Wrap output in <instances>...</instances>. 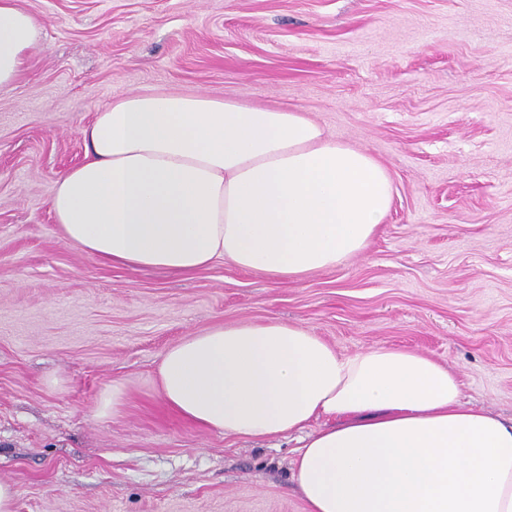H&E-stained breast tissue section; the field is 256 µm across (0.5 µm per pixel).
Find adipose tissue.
Here are the masks:
<instances>
[{"mask_svg":"<svg viewBox=\"0 0 512 512\" xmlns=\"http://www.w3.org/2000/svg\"><path fill=\"white\" fill-rule=\"evenodd\" d=\"M39 20L0 0V89L15 86ZM86 157L56 183L62 238L103 263L192 273L224 259L280 283L361 254L392 178L306 113L207 94L142 93L95 112ZM164 403L203 429L305 431L293 479L307 512H512V424L464 407L434 359L343 356L304 325L215 326L169 348ZM328 426L307 433L316 418Z\"/></svg>","mask_w":512,"mask_h":512,"instance_id":"adipose-tissue-1","label":"adipose tissue"}]
</instances>
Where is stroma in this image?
<instances>
[{
    "label": "stroma",
    "instance_id": "stroma-1",
    "mask_svg": "<svg viewBox=\"0 0 512 512\" xmlns=\"http://www.w3.org/2000/svg\"><path fill=\"white\" fill-rule=\"evenodd\" d=\"M41 23L0 91V482L15 512H306L299 434L244 440L162 401L181 340L305 325L337 352L418 351L512 419V0H17ZM136 93L307 115L391 174L366 250L275 283L226 260L106 265L50 209L81 130ZM121 385L116 414L101 400Z\"/></svg>",
    "mask_w": 512,
    "mask_h": 512
}]
</instances>
